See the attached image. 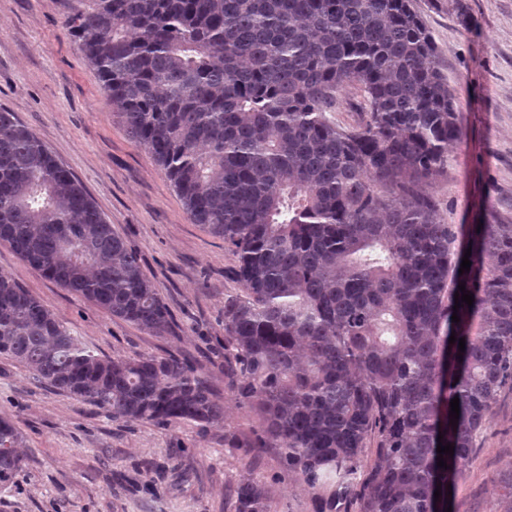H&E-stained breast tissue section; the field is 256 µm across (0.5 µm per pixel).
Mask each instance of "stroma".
<instances>
[{"mask_svg":"<svg viewBox=\"0 0 512 512\" xmlns=\"http://www.w3.org/2000/svg\"><path fill=\"white\" fill-rule=\"evenodd\" d=\"M457 101L462 138L447 174L427 184L450 224L512 223V0H411ZM84 0H0V107L15 112L83 184L138 252L173 324L154 336L45 279L8 244L0 273L46 304L96 354L192 362L224 401V422H127L36 383L0 357V416L16 424L26 464L0 490V512H236L248 473L269 512H316L273 444L255 448L259 416L224 376V296L237 289L224 241L194 224L152 157L132 143L97 72L64 23ZM512 501V391L504 390L457 483L454 512H505Z\"/></svg>","mask_w":512,"mask_h":512,"instance_id":"obj_1","label":"stroma"}]
</instances>
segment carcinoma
<instances>
[{
  "mask_svg": "<svg viewBox=\"0 0 512 512\" xmlns=\"http://www.w3.org/2000/svg\"><path fill=\"white\" fill-rule=\"evenodd\" d=\"M66 27L129 139L235 258L224 376L285 471L319 512L352 498L358 512H447L512 389V224H448L422 189L448 172L461 127L410 0H87ZM348 87L363 96L357 126L328 117ZM0 241L112 316L169 331L139 255L1 107ZM461 283L474 301L456 309ZM0 355L114 419L224 422L188 361L101 357L5 274ZM440 443L454 446L445 468ZM20 444L1 416L0 490ZM236 503L268 512L262 477H244Z\"/></svg>",
  "mask_w": 512,
  "mask_h": 512,
  "instance_id": "1",
  "label": "carcinoma"
}]
</instances>
